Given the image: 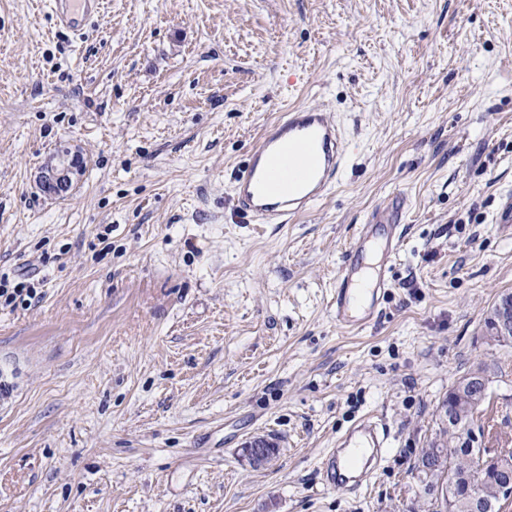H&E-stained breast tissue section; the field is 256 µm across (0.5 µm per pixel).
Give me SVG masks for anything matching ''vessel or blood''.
Here are the masks:
<instances>
[{
  "label": "vessel or blood",
  "mask_w": 512,
  "mask_h": 512,
  "mask_svg": "<svg viewBox=\"0 0 512 512\" xmlns=\"http://www.w3.org/2000/svg\"><path fill=\"white\" fill-rule=\"evenodd\" d=\"M100 9V0H54L58 27L76 33ZM346 161L345 138L334 117L318 106L292 107L266 125L231 185L234 209L258 224H284L306 212L334 188ZM399 247L392 225L374 212L361 225L343 257L331 299L337 325L364 328L378 316V292L386 288L387 260ZM382 251L386 262L369 269L367 257ZM390 433L367 417L340 437L322 462L327 484L359 490L370 479L368 466L381 462Z\"/></svg>",
  "instance_id": "vessel-or-blood-1"
}]
</instances>
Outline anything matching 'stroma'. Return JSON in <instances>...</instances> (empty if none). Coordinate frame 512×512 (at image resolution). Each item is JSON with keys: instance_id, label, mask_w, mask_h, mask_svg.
I'll use <instances>...</instances> for the list:
<instances>
[{"instance_id": "stroma-1", "label": "stroma", "mask_w": 512, "mask_h": 512, "mask_svg": "<svg viewBox=\"0 0 512 512\" xmlns=\"http://www.w3.org/2000/svg\"><path fill=\"white\" fill-rule=\"evenodd\" d=\"M331 112L347 164L286 224L230 186L291 105ZM83 169L44 194L57 154ZM408 213L381 319L329 301L358 225ZM512 0H101L82 32L0 0V512H425L443 402L498 361L472 426L512 448ZM373 415L392 446L362 493L321 461ZM277 451L261 468L246 441ZM36 275L1 271L0 306L15 310L19 306L28 307L31 306L32 302L39 301L42 293L38 286L41 283L39 279H35ZM494 306L490 309V312L488 313L489 319L494 323L495 326L494 332L491 337H493L498 342L505 343L498 344V346L510 345L511 347L512 293L502 295L501 298L496 303V305ZM274 445L263 437H257L248 442L243 448V456L253 467H260L267 463L268 449L271 448L272 455L275 453Z\"/></svg>"}]
</instances>
